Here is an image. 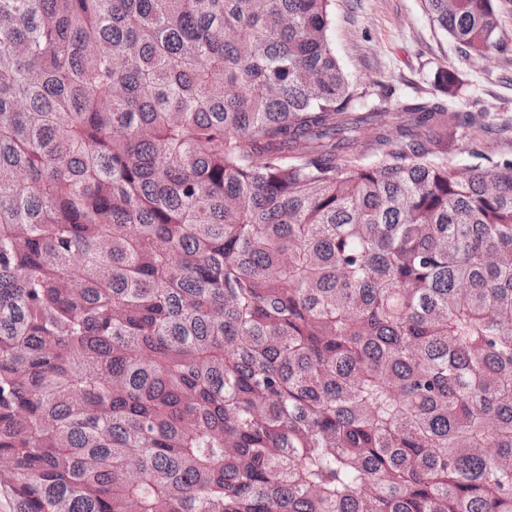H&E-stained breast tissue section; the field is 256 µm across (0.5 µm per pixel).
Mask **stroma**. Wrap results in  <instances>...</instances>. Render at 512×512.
Instances as JSON below:
<instances>
[{
  "mask_svg": "<svg viewBox=\"0 0 512 512\" xmlns=\"http://www.w3.org/2000/svg\"><path fill=\"white\" fill-rule=\"evenodd\" d=\"M502 46L487 57L461 60L448 35L433 24L424 0H331L330 47L354 90L369 107L380 90L393 103L414 97L444 98L466 114L453 134L448 161L476 165L477 154L512 160V0H498ZM456 69L453 94L436 74Z\"/></svg>",
  "mask_w": 512,
  "mask_h": 512,
  "instance_id": "obj_1",
  "label": "stroma"
}]
</instances>
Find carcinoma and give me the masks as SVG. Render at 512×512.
Returning a JSON list of instances; mask_svg holds the SVG:
<instances>
[{"label":"carcinoma","mask_w":512,"mask_h":512,"mask_svg":"<svg viewBox=\"0 0 512 512\" xmlns=\"http://www.w3.org/2000/svg\"><path fill=\"white\" fill-rule=\"evenodd\" d=\"M329 2L0 0L16 512H512V160L353 106Z\"/></svg>","instance_id":"1"}]
</instances>
